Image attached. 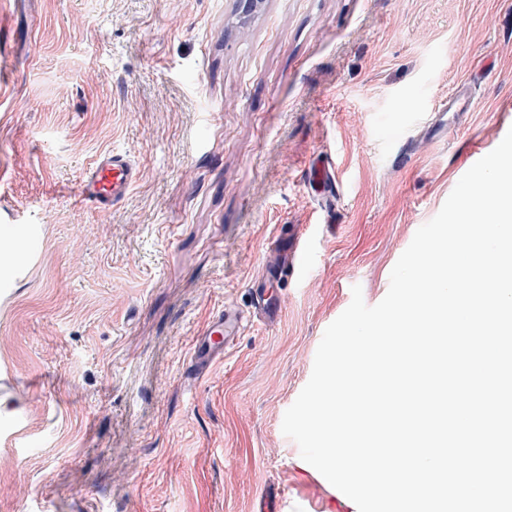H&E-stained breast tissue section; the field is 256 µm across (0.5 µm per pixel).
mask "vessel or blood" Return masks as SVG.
I'll return each instance as SVG.
<instances>
[{"label":"vessel or blood","instance_id":"b4317fda","mask_svg":"<svg viewBox=\"0 0 512 512\" xmlns=\"http://www.w3.org/2000/svg\"><path fill=\"white\" fill-rule=\"evenodd\" d=\"M140 170L130 155L113 150L100 155L81 179L76 196L79 202L94 204L107 210L122 201L137 185ZM244 319L238 313L219 310L202 331L193 353V367L205 370L234 340Z\"/></svg>","mask_w":512,"mask_h":512}]
</instances>
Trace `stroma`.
Here are the masks:
<instances>
[{"label": "stroma", "mask_w": 512, "mask_h": 512, "mask_svg": "<svg viewBox=\"0 0 512 512\" xmlns=\"http://www.w3.org/2000/svg\"><path fill=\"white\" fill-rule=\"evenodd\" d=\"M511 129L512 0H0V226L30 232L0 280V512H358L284 414L352 287L378 304ZM114 148L137 185L77 203ZM296 225L269 321L254 291ZM227 304L253 322L194 371Z\"/></svg>", "instance_id": "obj_1"}]
</instances>
